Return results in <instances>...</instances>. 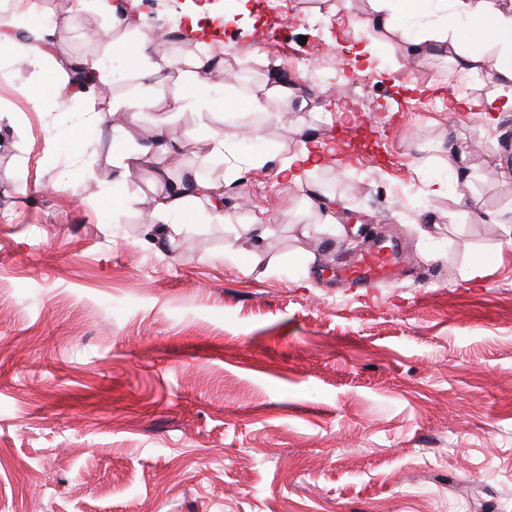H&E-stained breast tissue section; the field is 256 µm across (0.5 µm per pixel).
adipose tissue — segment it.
Here are the masks:
<instances>
[{"instance_id":"obj_1","label":"adipose tissue","mask_w":512,"mask_h":512,"mask_svg":"<svg viewBox=\"0 0 512 512\" xmlns=\"http://www.w3.org/2000/svg\"><path fill=\"white\" fill-rule=\"evenodd\" d=\"M140 0H129V9L124 19L128 25L139 28L140 36L133 43L124 45L122 55L127 67L139 80L151 79L163 71L173 70L175 61L170 57H154L152 50L157 37L152 28L143 26L137 11ZM374 14L365 21L366 26L398 31L406 54L422 56L433 50L447 52L449 59L459 69L474 67L482 63L489 44L499 48L495 70L500 85L512 87V8L503 10L494 7L491 0H451L452 11L447 21L419 34H411L397 24L398 14H419L425 0H371ZM54 39L50 29L23 31L16 27L0 29V49H7L20 60L32 66L45 68V79L39 87L23 89L22 94L35 110H42L50 102H63L84 94V76L97 70L95 61L85 59L77 63H51L49 48ZM221 63L212 59L198 60L192 74L184 76L183 83L189 87V97L176 98L173 110H181L192 104L199 109L212 111L223 109L224 89L222 82L212 80L213 70ZM204 199L209 203L210 220L226 222L229 219L224 209V193L219 185L206 179L188 182H167L164 193L157 199L150 214L148 227L150 240H158L172 222H188L193 213L188 201Z\"/></svg>"}]
</instances>
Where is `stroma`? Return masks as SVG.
I'll return each instance as SVG.
<instances>
[{
  "label": "stroma",
  "instance_id": "35a3bbf8",
  "mask_svg": "<svg viewBox=\"0 0 512 512\" xmlns=\"http://www.w3.org/2000/svg\"><path fill=\"white\" fill-rule=\"evenodd\" d=\"M250 3L211 39L225 96L243 94L244 65L301 95L214 115L170 111L179 72L144 87L125 73L131 28L74 0H0L2 24L47 18L56 59H106L110 101L138 114L97 132V95L34 111L21 91L40 71L0 54V512H512V245L476 219L512 217V110L425 108L449 89L499 98L496 48L473 70L438 53L408 65L364 26L369 0H280L274 37L270 0ZM161 117L180 173L222 185L230 219L197 203L153 246L155 166L122 180L112 155ZM452 137L470 147L466 187ZM325 141L309 180L335 199L332 224L277 172ZM248 224L267 225L262 241ZM233 239L247 254H225ZM374 243L399 250L396 278H339Z\"/></svg>",
  "mask_w": 512,
  "mask_h": 512
}]
</instances>
